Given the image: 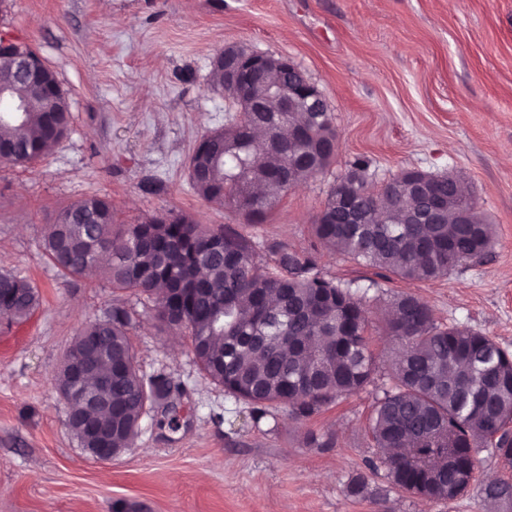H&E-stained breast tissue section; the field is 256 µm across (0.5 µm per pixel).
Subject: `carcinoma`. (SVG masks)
<instances>
[{"label": "carcinoma", "instance_id": "carcinoma-1", "mask_svg": "<svg viewBox=\"0 0 512 512\" xmlns=\"http://www.w3.org/2000/svg\"><path fill=\"white\" fill-rule=\"evenodd\" d=\"M10 94L26 111L0 114V162L25 167L68 135L70 105L60 86L34 96L16 82ZM288 116L302 129L298 169L288 168V139L258 114L202 137L187 162L195 192L250 209L261 222L289 182L323 173L336 156L332 113ZM365 170L358 161L331 187L327 213L312 224L321 247L413 281L436 280L492 248L495 225L457 195L453 177L421 172L424 186L414 190V171L400 173L392 187L405 202L379 223ZM437 204L448 210L443 222L419 223ZM44 251L65 277L101 270L112 292L153 302L160 329L189 330L201 371L225 395L250 405L256 424L274 406L308 419L371 383L367 310L349 288L321 276L312 256L286 244L270 246L260 263L256 242L233 227L214 230L173 212L116 224L112 202L92 195L58 211ZM39 304L27 277L0 272L1 319L24 321ZM388 307V335L403 351L370 419L375 448L397 487L453 500L474 478L479 442L494 443L512 461V356L485 334L436 325L432 310L412 294L394 296ZM131 322V311L114 303L82 326L71 350L89 358L95 372L69 396L68 411L86 413L88 394L112 406L114 448L131 447L148 408L174 388L163 372H140Z\"/></svg>", "mask_w": 512, "mask_h": 512}]
</instances>
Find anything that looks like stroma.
<instances>
[{
    "instance_id": "1",
    "label": "stroma",
    "mask_w": 512,
    "mask_h": 512,
    "mask_svg": "<svg viewBox=\"0 0 512 512\" xmlns=\"http://www.w3.org/2000/svg\"><path fill=\"white\" fill-rule=\"evenodd\" d=\"M1 35L56 72L72 121L41 160L0 164V271L29 277L41 295L27 320L0 319V512H512V499L487 495L512 483L493 444L479 443L463 495L429 500L392 483L367 431L400 349L384 322L395 294L512 354V0H0ZM230 45L300 67L338 133L329 169L258 225L200 197L187 175L200 137L230 120L213 85V61ZM359 158L374 189L406 170L454 176L496 226L489 254L409 282L318 246L315 216ZM87 195L110 199L119 224L183 213L252 236L263 256L275 243L314 256L369 310L372 382L309 420L282 409L253 426L249 406L203 376L187 330L159 332L133 293L113 296L103 276L66 278L49 262L57 211ZM116 298L135 310L139 369L186 393L178 412L149 409L131 448L102 463L69 429L56 378L82 324Z\"/></svg>"
}]
</instances>
